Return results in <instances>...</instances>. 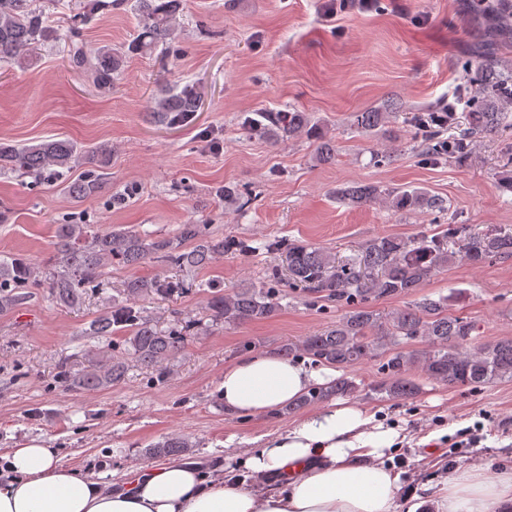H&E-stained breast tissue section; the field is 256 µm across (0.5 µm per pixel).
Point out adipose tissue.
Returning <instances> with one entry per match:
<instances>
[{"instance_id":"ef3b65f1","label":"adipose tissue","mask_w":512,"mask_h":512,"mask_svg":"<svg viewBox=\"0 0 512 512\" xmlns=\"http://www.w3.org/2000/svg\"><path fill=\"white\" fill-rule=\"evenodd\" d=\"M324 381L302 362L248 352L225 366L218 396L230 416L257 415ZM399 440V430L374 414L333 404L242 453L241 467L280 477L277 489L264 491L178 461L147 466L129 487L113 491L60 463L55 449L31 443L1 460L9 479L0 482V512H393L400 476L384 456ZM406 505V512H497L512 505V473L488 482L470 466Z\"/></svg>"}]
</instances>
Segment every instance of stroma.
I'll return each mask as SVG.
<instances>
[{
    "label": "stroma",
    "instance_id": "1",
    "mask_svg": "<svg viewBox=\"0 0 512 512\" xmlns=\"http://www.w3.org/2000/svg\"><path fill=\"white\" fill-rule=\"evenodd\" d=\"M90 0H36L59 37L27 67L0 61V141L31 145L48 137L108 142L112 161L101 193L77 201L63 190L74 169L44 181L0 173V259L20 254L43 264L53 252L56 225L82 218L96 228L129 226L153 237H175L180 225H207L212 236H235L251 252H227L202 268L150 262L113 267L82 302L52 303L46 289L0 310V457L31 440L56 449L61 462L105 484L149 461L151 444L188 438V461L202 469L233 467L235 455L266 436L285 432L309 408L232 417L217 387L224 368L245 352L279 354L282 345L336 324L335 303L309 302L299 289L271 318L240 326L212 322L210 289L261 282L286 267L266 250L271 239L324 248L346 259L375 237L433 234L448 224L483 231L512 227V129L472 133L465 117L445 137L467 142L465 157L428 159L427 144L410 121L468 86L467 64L486 40L475 0H379L376 11L327 16L324 0H182L183 32L169 49L128 57L112 89L93 86L67 60L68 16ZM135 0L97 10L78 36L86 50L130 41ZM194 86L198 112L172 123L152 112L161 89ZM296 109L336 142V157L321 163L316 142L273 143L250 134L256 109ZM398 115L385 136L362 135L355 113ZM395 145L391 160L376 157L383 138ZM351 183L385 191L423 189L445 201L444 210L394 212L336 200ZM252 194L243 209L225 206L226 185ZM134 277L177 279L185 288L146 301L144 314L160 326L194 321L184 354L166 379L129 363L124 379L99 391H65L62 368L86 365L94 345L90 322L120 297ZM446 297L448 312L474 321V343L512 337V258L471 266L455 263L423 288L382 298L385 314L404 305ZM380 359L349 369L360 391L349 404L404 429L395 453L404 492L436 484L456 467L478 466L486 480L512 470V380L481 387L422 381L410 400L373 391L383 380ZM484 424L477 447L449 450L460 429Z\"/></svg>",
    "mask_w": 512,
    "mask_h": 512
}]
</instances>
